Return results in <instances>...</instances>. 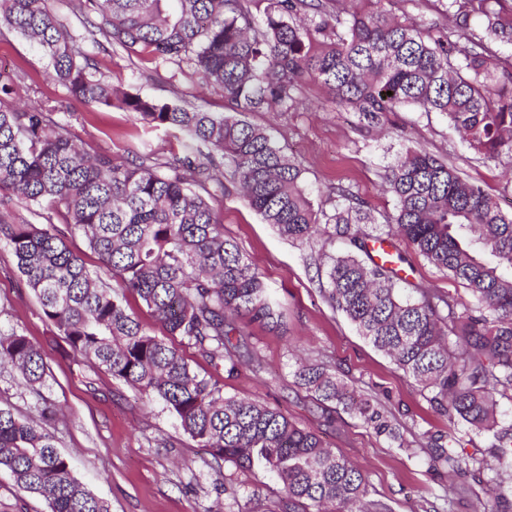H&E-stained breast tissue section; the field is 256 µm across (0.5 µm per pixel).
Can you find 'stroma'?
I'll return each mask as SVG.
<instances>
[{
    "label": "stroma",
    "mask_w": 512,
    "mask_h": 512,
    "mask_svg": "<svg viewBox=\"0 0 512 512\" xmlns=\"http://www.w3.org/2000/svg\"><path fill=\"white\" fill-rule=\"evenodd\" d=\"M380 6L426 26L449 23L440 0H381ZM93 55L100 74L126 91L208 112L225 109L220 94L203 88L176 65L157 69L135 53L111 47L94 50ZM0 75L18 81L14 105L53 107L55 121L89 152L108 150L122 157L134 145L165 158L183 150L178 133L145 126L134 113L89 109L69 99L50 77L48 62L37 46L21 36L0 38ZM299 99L295 110L249 112L245 119L266 129L300 166L316 207L333 212L334 187H350L372 218L362 230L371 232L373 224L383 223L395 208L383 187L385 171L400 153L418 147L447 160L463 177L481 185L504 212L512 213V154L484 161L446 116L407 107L383 114L368 127L357 113L333 104L319 83L305 84ZM211 204L225 237L238 243L280 301L285 326L271 330L249 325L255 356L234 374L192 354L188 360L194 370L219 378L226 395L277 407L299 426L320 434L329 448L361 469L369 499L386 503L391 512H431L446 498L451 501L448 512H491L494 502L485 484L465 483L429 470L431 437L447 434L453 427L447 415L436 411L391 358L325 300L310 256L321 250L342 252L345 239L294 244L264 223L234 191L216 194ZM395 244L404 257L397 270L406 293L428 288L467 299L459 281L439 271L403 239ZM14 332L46 353L49 370L34 391L14 368L0 366V402L17 415L36 420L43 407L54 408L56 415L45 422V429L69 457L78 477L109 503L111 512H277L284 492L272 474L215 461L182 430L163 402L146 400L74 353L44 318L9 247L0 243V334ZM298 359L327 363L358 393L383 405L391 416L392 434L377 435L340 406L331 426L320 425L308 411L304 391L295 385Z\"/></svg>",
    "instance_id": "stroma-1"
}]
</instances>
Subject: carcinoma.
Masks as SVG:
<instances>
[{"label":"carcinoma","instance_id":"1","mask_svg":"<svg viewBox=\"0 0 512 512\" xmlns=\"http://www.w3.org/2000/svg\"><path fill=\"white\" fill-rule=\"evenodd\" d=\"M80 34L62 22L53 0H0V28L33 41L69 98L92 108L135 113L152 127L175 130L205 153H150L125 163L108 151L90 154L67 129L50 130L40 105L15 108L12 82L0 81V209L46 205L66 229L0 218L8 245L43 316L70 348L147 399L162 401L182 430L216 460L274 474L282 512H390L367 499L364 475L278 408L224 394L195 372L191 349L232 375L249 354L246 324L277 329L281 315L259 271L210 204L209 186H224L229 163L239 187L267 224L309 245L325 226L347 239L340 254L317 255L322 291L375 348L423 390L430 402L495 448L497 500L512 484V425L498 420V400H512V213L481 185L422 149L408 150L384 177L395 211L378 234L350 233L367 218L348 187L331 215L314 207L270 134L239 118L272 107L288 111L310 80L338 107L368 123L413 106L446 115L470 149L487 161L512 154V62L495 45L512 46L509 0H448L454 26L419 27L385 10H327L323 0H267L254 24L248 0H71ZM477 18L482 32H467ZM144 53L155 64L185 63L224 98L229 112H206L131 94L96 76L86 42ZM80 233L110 282L94 278L66 244ZM401 236L439 270L460 281L467 303L425 289L411 297L394 269L371 258L367 242ZM137 299L169 339L128 308ZM7 363L31 387L43 382L45 354L28 337L0 335ZM295 377L330 415L340 404L378 434L392 431L387 412L323 364L298 366ZM434 440L429 471L480 479L492 465ZM0 469L21 491L39 495L48 512H110L60 453L54 437L0 404Z\"/></svg>","mask_w":512,"mask_h":512}]
</instances>
